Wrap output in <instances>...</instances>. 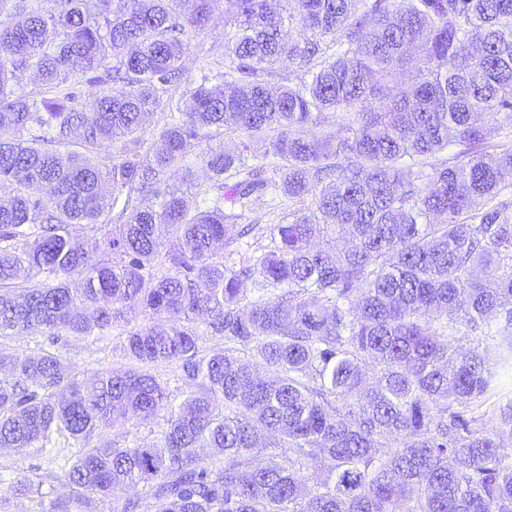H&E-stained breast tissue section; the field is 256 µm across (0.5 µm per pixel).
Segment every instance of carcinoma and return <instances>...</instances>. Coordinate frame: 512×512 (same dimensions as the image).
Masks as SVG:
<instances>
[{"instance_id":"cac0c4a2","label":"carcinoma","mask_w":512,"mask_h":512,"mask_svg":"<svg viewBox=\"0 0 512 512\" xmlns=\"http://www.w3.org/2000/svg\"><path fill=\"white\" fill-rule=\"evenodd\" d=\"M284 2L0 0V338L120 327L137 363L67 379L59 354L0 344V448L73 445L70 496L43 493L38 464L7 486L40 512L139 485L112 512H512V150L484 148L512 129V0ZM221 19L230 65L185 110L188 39ZM284 57L306 79L273 90L263 66ZM228 123L269 151L209 145ZM198 166L205 188L168 184ZM268 195L303 207L214 260ZM121 198L123 222L80 247L73 226ZM146 311L162 323L129 327ZM134 423L159 445H130Z\"/></svg>"}]
</instances>
